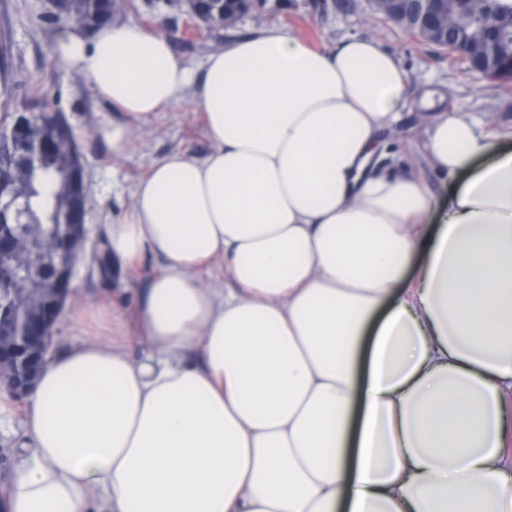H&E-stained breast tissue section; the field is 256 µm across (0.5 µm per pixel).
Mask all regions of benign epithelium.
Returning <instances> with one entry per match:
<instances>
[{"label": "benign epithelium", "instance_id": "benign-epithelium-1", "mask_svg": "<svg viewBox=\"0 0 512 512\" xmlns=\"http://www.w3.org/2000/svg\"><path fill=\"white\" fill-rule=\"evenodd\" d=\"M501 0H482L483 38L464 50L448 42L443 19L455 13L459 30L471 26V17L449 0H374V6L398 15L426 36V42L442 45L468 64L470 71L485 77L511 80L512 64L499 63L497 48L503 38ZM8 135L20 141L31 157L37 156L42 139L27 112L10 114ZM80 188L75 197L77 218H67L42 234L20 222L22 195L17 184L0 181V270L10 271L25 285L21 300L0 306V385L17 397L28 395L49 359L56 322L72 292L76 265L88 237V186L84 163L78 162Z\"/></svg>", "mask_w": 512, "mask_h": 512}]
</instances>
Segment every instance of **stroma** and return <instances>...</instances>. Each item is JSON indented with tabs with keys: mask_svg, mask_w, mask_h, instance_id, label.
Returning <instances> with one entry per match:
<instances>
[{
	"mask_svg": "<svg viewBox=\"0 0 512 512\" xmlns=\"http://www.w3.org/2000/svg\"><path fill=\"white\" fill-rule=\"evenodd\" d=\"M131 9L120 19L158 30L171 40L175 53L195 73H202L207 57L221 44L209 36L185 34L186 7L183 0H132ZM278 25L318 48H333L348 37H373L395 55L418 91H431L440 108L479 121L486 130L512 131V82L501 83L467 71L446 50L428 44L375 13L371 0H255L253 13L239 21L235 34H246L259 24ZM69 28L55 19L46 0H0V43L11 50L9 79L17 100L37 93L39 100L58 105L74 126L86 161L89 186V234L86 260L74 278V294L56 327L55 351H62L76 334L72 315L85 303L112 301L116 288H141L154 272V262L142 269L113 266L111 283H103L89 255L100 248L108 224L127 211L139 182L152 164L173 151L204 156L211 144L204 131L202 115L196 112L191 95L171 109L131 128V146L120 157L113 156L102 131L121 120V113L99 97L91 84L75 69L57 61L53 48ZM428 124L419 108L402 112L387 136L402 162L411 166L440 197L447 188L429 162L424 131Z\"/></svg>",
	"mask_w": 512,
	"mask_h": 512,
	"instance_id": "35a3bbf8",
	"label": "stroma"
}]
</instances>
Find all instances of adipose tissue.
Segmentation results:
<instances>
[{
    "mask_svg": "<svg viewBox=\"0 0 512 512\" xmlns=\"http://www.w3.org/2000/svg\"><path fill=\"white\" fill-rule=\"evenodd\" d=\"M54 55L124 113L113 155L191 88L211 149L156 161L107 228L124 267L160 263L134 320L82 306L26 404L0 393L11 512H512V148L444 112L447 198L380 167L429 98L370 37L268 25L200 77L135 23Z\"/></svg>",
    "mask_w": 512,
    "mask_h": 512,
    "instance_id": "adipose-tissue-1",
    "label": "adipose tissue"
}]
</instances>
